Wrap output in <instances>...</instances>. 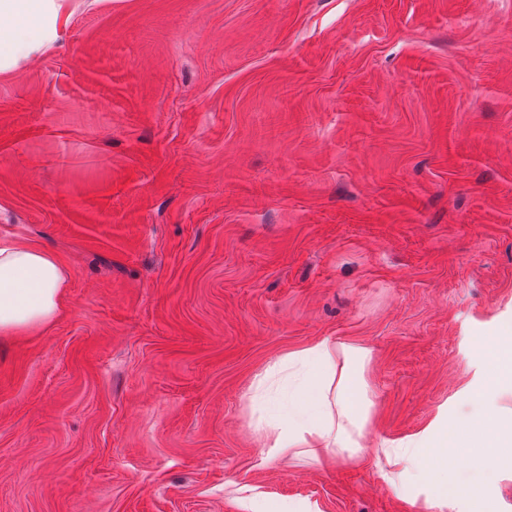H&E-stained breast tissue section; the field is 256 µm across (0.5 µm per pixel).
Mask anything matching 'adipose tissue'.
<instances>
[{"label": "adipose tissue", "instance_id": "1", "mask_svg": "<svg viewBox=\"0 0 512 512\" xmlns=\"http://www.w3.org/2000/svg\"><path fill=\"white\" fill-rule=\"evenodd\" d=\"M65 0H0V71H13L37 57L61 36ZM68 278L56 257L15 243L0 247V334L41 328L61 308ZM369 349L346 341L320 340L284 355L271 370L298 367L288 397L276 398V419L264 431L270 457L305 449L319 455H359L375 401L365 379ZM512 458V421L492 427L468 422L455 427L439 421L410 438L397 460L414 480L431 478L430 504L468 496V488L448 479V468L464 457L483 470L491 455Z\"/></svg>", "mask_w": 512, "mask_h": 512}]
</instances>
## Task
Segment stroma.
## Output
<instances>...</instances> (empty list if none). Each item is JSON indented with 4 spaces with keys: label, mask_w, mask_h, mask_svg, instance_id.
Returning a JSON list of instances; mask_svg holds the SVG:
<instances>
[{
    "label": "stroma",
    "mask_w": 512,
    "mask_h": 512,
    "mask_svg": "<svg viewBox=\"0 0 512 512\" xmlns=\"http://www.w3.org/2000/svg\"><path fill=\"white\" fill-rule=\"evenodd\" d=\"M0 240L68 274L0 335V512H472L379 445L512 417V0H67L0 73ZM338 339L366 451L267 458L256 377Z\"/></svg>",
    "instance_id": "stroma-1"
}]
</instances>
